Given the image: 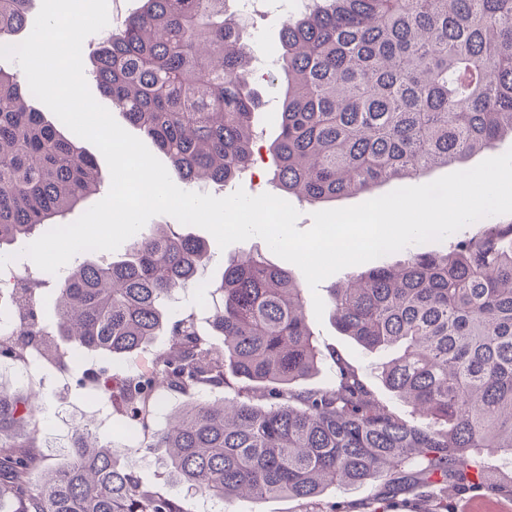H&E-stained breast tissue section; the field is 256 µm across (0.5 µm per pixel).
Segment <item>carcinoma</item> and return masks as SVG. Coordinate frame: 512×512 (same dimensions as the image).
Listing matches in <instances>:
<instances>
[{
	"mask_svg": "<svg viewBox=\"0 0 512 512\" xmlns=\"http://www.w3.org/2000/svg\"><path fill=\"white\" fill-rule=\"evenodd\" d=\"M229 0H142L105 38L92 74L112 106L167 156L184 183L225 185L248 169L260 101L246 17ZM32 0H0V45L15 43ZM288 91L272 115L273 176L290 194L330 202L420 178L512 134V0H311L282 24ZM29 87L0 68V252L62 225L97 190L95 160L45 119ZM205 243L169 228L135 237L123 257L83 260L28 282V327L93 403L142 415L143 448L163 450L157 481L121 464L122 449L84 426L53 443L31 388L0 387V512H189L283 497L313 503L329 486L383 480L366 502L315 512H455L486 450L512 455V224L440 251L416 247L330 289L344 335L390 358L386 388L430 420L399 418L355 369L299 389L321 356L308 301L259 255L231 262L195 308L168 320L174 293L200 279ZM55 284L54 316L43 311ZM168 337L164 347L156 344ZM155 348L162 387L190 398L155 424L153 399L117 373ZM95 354L98 371L81 358ZM230 388L236 398L195 400ZM63 461H54V455Z\"/></svg>",
	"mask_w": 512,
	"mask_h": 512,
	"instance_id": "carcinoma-1",
	"label": "carcinoma"
}]
</instances>
